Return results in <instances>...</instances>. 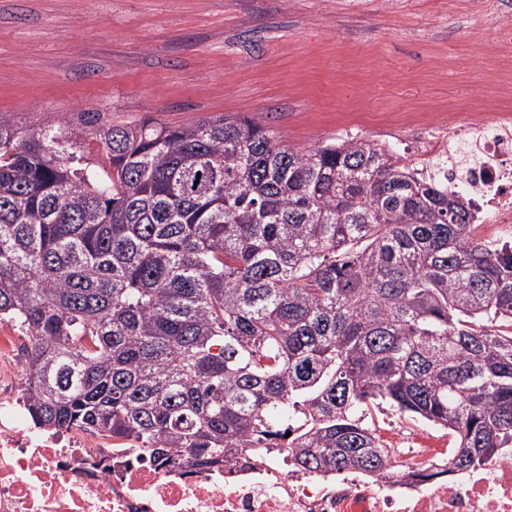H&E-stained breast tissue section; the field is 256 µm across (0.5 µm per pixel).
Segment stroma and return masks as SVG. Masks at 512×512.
Returning a JSON list of instances; mask_svg holds the SVG:
<instances>
[{"instance_id": "stroma-1", "label": "stroma", "mask_w": 512, "mask_h": 512, "mask_svg": "<svg viewBox=\"0 0 512 512\" xmlns=\"http://www.w3.org/2000/svg\"><path fill=\"white\" fill-rule=\"evenodd\" d=\"M0 0V112L169 124L248 115L284 145L348 135L431 166L512 103L487 43L512 0Z\"/></svg>"}]
</instances>
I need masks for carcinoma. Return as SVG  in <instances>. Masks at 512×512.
Here are the masks:
<instances>
[{
  "label": "carcinoma",
  "instance_id": "obj_1",
  "mask_svg": "<svg viewBox=\"0 0 512 512\" xmlns=\"http://www.w3.org/2000/svg\"><path fill=\"white\" fill-rule=\"evenodd\" d=\"M435 169L354 137L294 150L249 117L28 134L1 112L0 321L34 339L31 421L175 465L265 448L384 477L387 405L448 431L425 479L501 455L512 238Z\"/></svg>",
  "mask_w": 512,
  "mask_h": 512
}]
</instances>
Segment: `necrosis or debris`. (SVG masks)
I'll return each mask as SVG.
<instances>
[{
  "label": "necrosis or debris",
  "mask_w": 512,
  "mask_h": 512,
  "mask_svg": "<svg viewBox=\"0 0 512 512\" xmlns=\"http://www.w3.org/2000/svg\"><path fill=\"white\" fill-rule=\"evenodd\" d=\"M475 146L477 157L455 187L470 198L479 223H512V113L493 127L464 122L449 153ZM33 341L0 322V512H512V450L480 468L431 480L448 454L426 436L393 448L398 477L345 471L303 472L287 456L249 448L214 470L142 460L133 448L73 428L43 430L24 406L27 354Z\"/></svg>",
  "instance_id": "obj_1"
}]
</instances>
